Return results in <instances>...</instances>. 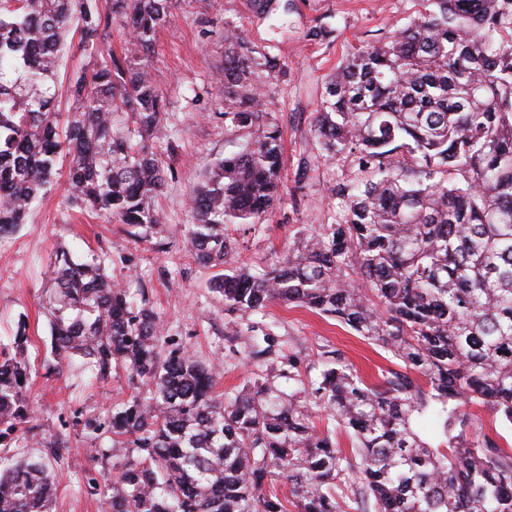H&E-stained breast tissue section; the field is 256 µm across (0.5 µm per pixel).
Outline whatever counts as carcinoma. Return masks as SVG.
I'll return each mask as SVG.
<instances>
[{
    "label": "carcinoma",
    "instance_id": "carcinoma-1",
    "mask_svg": "<svg viewBox=\"0 0 512 512\" xmlns=\"http://www.w3.org/2000/svg\"><path fill=\"white\" fill-rule=\"evenodd\" d=\"M406 25L353 48L328 82L312 132L352 156L355 178L331 194L342 219L303 227L269 270L220 273L232 311L274 303L332 317L404 364L367 383L339 350L317 354L314 380L288 361L284 393L254 374L224 396L217 373L114 284L105 258L56 254L51 347L93 378L124 368L135 392L104 418L75 420L92 446L122 453L116 480H88L104 512H512V452L486 432L488 408L512 428V0H422ZM170 0H0V238L71 157L68 201L109 221L154 229L165 184L149 141L164 131L147 69ZM129 27L118 58L112 19ZM95 55L71 85L66 121L55 78L70 31ZM224 129L250 135L193 188L194 258L222 267L227 224H261L282 197L281 130L260 79L275 65L227 30ZM18 319L0 350V445L28 436L33 413ZM325 413L317 430L314 419ZM430 423L441 434L428 440ZM344 433L350 449L336 435ZM283 477L291 499L264 490ZM56 477L40 459L0 456V512H50ZM468 412L476 415L473 420L474 427L470 435L472 440H476L475 435H480L481 432H491V429L494 430L496 428L503 437L500 439L501 446L510 451V448H512V431L510 428H504L500 425L489 409L469 407Z\"/></svg>",
    "mask_w": 512,
    "mask_h": 512
}]
</instances>
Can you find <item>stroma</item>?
<instances>
[{
    "mask_svg": "<svg viewBox=\"0 0 512 512\" xmlns=\"http://www.w3.org/2000/svg\"><path fill=\"white\" fill-rule=\"evenodd\" d=\"M418 0H288L272 14L256 12L254 0H172L170 19L156 34L148 66L165 102L166 138L153 148L166 167L167 182L152 204L162 212L159 229L107 222L66 201L69 157H61L52 186L33 204L25 224L0 239V343H8L19 314H27L33 368L29 395L32 436L10 454L55 455L51 467L59 488L51 512H104L91 495L89 477H113L120 457L92 449L75 416L101 417L131 388L124 370L105 381L79 374L77 363H57L46 346V271L60 249L73 256L109 255L106 270L134 299L145 300L160 319L161 352L178 345L219 370L217 392L242 386L262 369L280 389L289 353L309 366L319 349L340 350L368 381L389 365L387 353L335 319L301 307L271 305L264 315L228 312L211 283L215 268L190 253L193 212L187 196L215 160L237 149L224 130V32L235 28L248 46L282 64L264 78L262 93L282 131L284 191L265 223L232 224L233 265L268 267L301 226L331 223L341 213L328 191L354 176L350 160L318 152L311 135L326 86L345 56L361 42L380 38L418 14ZM321 30L310 39V30ZM317 162L307 178L298 172L308 156Z\"/></svg>",
    "mask_w": 512,
    "mask_h": 512,
    "instance_id": "stroma-1",
    "label": "stroma"
}]
</instances>
